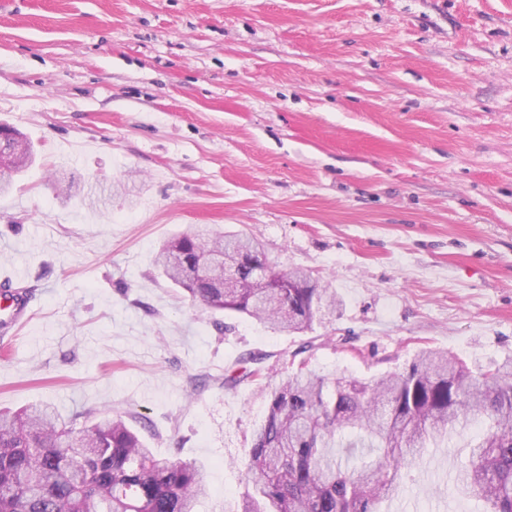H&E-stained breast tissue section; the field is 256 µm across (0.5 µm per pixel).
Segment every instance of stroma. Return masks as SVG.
Here are the masks:
<instances>
[{"instance_id": "obj_1", "label": "stroma", "mask_w": 512, "mask_h": 512, "mask_svg": "<svg viewBox=\"0 0 512 512\" xmlns=\"http://www.w3.org/2000/svg\"><path fill=\"white\" fill-rule=\"evenodd\" d=\"M0 123L32 146L0 273L34 296L0 409L125 415L206 466L199 512H235L295 352L359 379L425 346L512 354V0H0ZM196 224L342 307L288 334L192 301L154 259ZM257 352L271 372L225 389ZM470 439L388 512H478L452 482Z\"/></svg>"}]
</instances>
